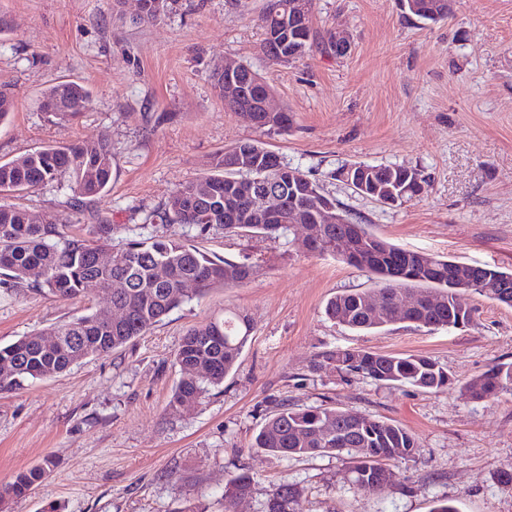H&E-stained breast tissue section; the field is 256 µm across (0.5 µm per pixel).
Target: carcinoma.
<instances>
[{"label": "carcinoma", "instance_id": "1", "mask_svg": "<svg viewBox=\"0 0 512 512\" xmlns=\"http://www.w3.org/2000/svg\"><path fill=\"white\" fill-rule=\"evenodd\" d=\"M294 0H278L274 13H265L261 25L265 34L264 50L275 62H283L282 45L299 47L304 58L312 47V30L304 39H295L288 22V6ZM441 4L451 11V0H406L405 11L423 22H432L430 12ZM88 98L87 89L76 82L52 86L42 102L44 111L59 119H70L81 112ZM224 108L238 113L250 126L262 131H286L290 116L283 112H246L229 95ZM283 166L278 156L255 139L239 141L213 155L206 172L182 184L172 192L153 220L162 224L195 227L205 233L213 226L227 233L259 234L276 240L291 232L296 214L304 210V199L293 194L292 185L277 183L286 201L280 219L272 224L252 218L255 206L246 196L251 181L274 177ZM112 145L99 134L88 140L65 146H48L0 163V275L12 281L11 287H38L62 299L88 296L95 288L119 304L125 316L108 322L98 312H89L44 329L33 336L0 346V390L17 389L34 380L50 378L80 361L109 353L143 336L172 310L190 299L181 283L194 280L197 292L212 288H230L244 283L253 272V263L244 259L212 258L186 240L141 236L120 248L112 247V225L88 224L86 236H70L62 230L55 215L35 223L26 210L3 202L7 196L68 176L75 198L96 197L112 182ZM359 180L366 186L361 195L376 201L391 198L401 205L424 192L420 172L402 165H364ZM345 224H320V242L309 251L320 256H336V241L345 240L352 252L371 259L356 264L376 281L369 291L338 293L325 306L326 316L351 330L366 332L401 323H413L433 329L448 328V316L473 321L472 310L464 301L467 293H477L509 307L502 297L512 295V272L488 266L468 268L469 282L457 287L454 261L442 256L425 255L402 248L376 235L368 225L356 223L344 214ZM112 255V263L101 265L98 256ZM164 268L159 277L158 267ZM417 288L421 295L432 294L426 303L403 310L407 292ZM379 304L370 309L368 300ZM250 335V323L244 316L230 313L221 320L190 329L176 352L182 372L170 407L178 409L199 402L209 388L224 382L236 364ZM45 336L57 338L46 352L40 341ZM345 373H362L384 384L411 385L420 389L440 390L452 384L448 372L422 355H390L355 348H337L324 354ZM471 398L482 400L500 392L512 391V365H497L466 387ZM326 422L336 433L325 440L317 429ZM251 447L275 457H303L325 448L329 454H344L350 460L355 485L364 491H376L370 484L377 470L389 462L414 457L418 444L405 427L387 420L369 417L333 407L281 409L262 426ZM363 452L357 453L355 449ZM47 475L46 467L36 465L18 473L12 482L0 486V502L26 495ZM252 478L239 473L224 490V512H233V502L248 495ZM297 488L282 483L270 490L265 512H293Z\"/></svg>", "mask_w": 512, "mask_h": 512}]
</instances>
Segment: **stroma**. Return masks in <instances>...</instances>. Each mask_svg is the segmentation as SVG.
Instances as JSON below:
<instances>
[{
    "label": "stroma",
    "instance_id": "1",
    "mask_svg": "<svg viewBox=\"0 0 512 512\" xmlns=\"http://www.w3.org/2000/svg\"><path fill=\"white\" fill-rule=\"evenodd\" d=\"M267 0H174L154 23L137 0H0V91L14 110L0 122V162L99 134L112 143L109 189L73 210L68 178L13 199L35 218L57 215L69 233L106 220L112 242L150 233L190 239L202 251L259 264L250 279L215 288L171 311L142 337L20 390L0 392V485L48 463L45 479L0 512H180L192 502L224 512L231 476L252 477L235 512H264L272 485L299 488L294 512H512V394L471 399L465 385L512 364V307L466 295L469 327L398 324L357 334L329 320L327 300L370 290L367 271L286 241L207 233L148 218L210 157L257 139L315 179L359 222L400 247L512 271V0H453L450 18L424 23L399 0H315L311 52L277 64L262 52ZM343 30L350 49H329ZM249 65L288 110V131H259L226 111L212 76L225 60ZM83 84L80 114L44 112L56 83ZM403 165L424 193L399 206L358 194L341 165ZM106 296L62 299L0 283V345L84 313ZM251 334L223 384L172 409L175 352L187 330L226 312ZM356 347L430 357L454 378L424 391L343 374L323 353ZM284 405L337 407L392 421L416 438L413 458L389 463L377 492L351 482L346 456L273 457L256 432Z\"/></svg>",
    "mask_w": 512,
    "mask_h": 512
}]
</instances>
